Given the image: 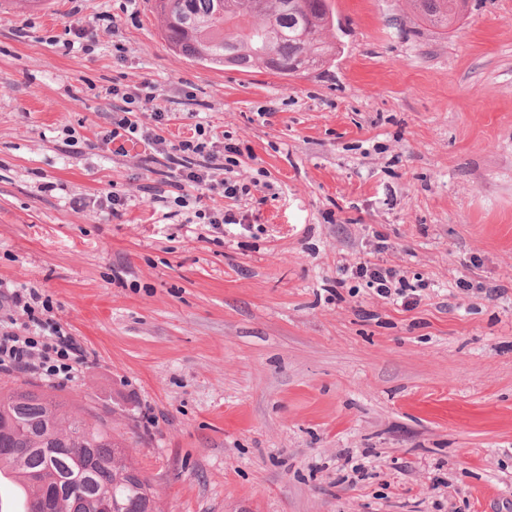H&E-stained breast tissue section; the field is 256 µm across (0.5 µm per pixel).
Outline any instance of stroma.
<instances>
[{
    "label": "stroma",
    "instance_id": "35a3bbf8",
    "mask_svg": "<svg viewBox=\"0 0 512 512\" xmlns=\"http://www.w3.org/2000/svg\"><path fill=\"white\" fill-rule=\"evenodd\" d=\"M332 4L335 60L283 77L173 54L151 0H82L100 32L70 51V0H0V280L85 350L74 381L0 386L108 421L161 512H512V0L446 31ZM144 80L170 133L240 148L246 223L164 219L153 147L104 142V88ZM351 271L359 278H368L370 287L375 288L379 296L383 298L392 296V286L397 275L394 270L365 262L358 264Z\"/></svg>",
    "mask_w": 512,
    "mask_h": 512
}]
</instances>
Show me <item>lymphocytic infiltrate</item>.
<instances>
[{"label": "lymphocytic infiltrate", "instance_id": "f902f5d3", "mask_svg": "<svg viewBox=\"0 0 512 512\" xmlns=\"http://www.w3.org/2000/svg\"><path fill=\"white\" fill-rule=\"evenodd\" d=\"M104 96L112 102L107 139L147 142L160 149L175 166L167 187H154V201L169 199L184 208L190 201L218 196L228 200V207L197 209L199 223H240L241 213L235 204L248 195L249 189L231 176L237 164L236 147L225 146L222 137L199 124L191 135L174 140L160 134V126L169 121L170 115L157 107L149 81L140 82L133 90L116 82L106 88ZM146 113L150 114L151 123L143 122ZM52 311L50 300L36 289H0L1 375L28 372L51 383L73 380L84 349L75 336L52 320Z\"/></svg>", "mask_w": 512, "mask_h": 512}]
</instances>
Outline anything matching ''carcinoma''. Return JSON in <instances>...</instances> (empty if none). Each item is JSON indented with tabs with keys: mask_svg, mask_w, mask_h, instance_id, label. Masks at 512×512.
<instances>
[{
	"mask_svg": "<svg viewBox=\"0 0 512 512\" xmlns=\"http://www.w3.org/2000/svg\"><path fill=\"white\" fill-rule=\"evenodd\" d=\"M286 0H154L168 48L196 63L242 72L267 69L289 76L316 71L336 55L326 38L334 26L330 0H292L302 10L288 23ZM465 0H414L420 16L448 30ZM231 53L229 58L224 54ZM9 476L25 503L56 492V512H91L110 502L112 512H157L155 492L100 419L75 417L56 394L25 384L0 389V476Z\"/></svg>",
	"mask_w": 512,
	"mask_h": 512,
	"instance_id": "carcinoma-1",
	"label": "carcinoma"
}]
</instances>
